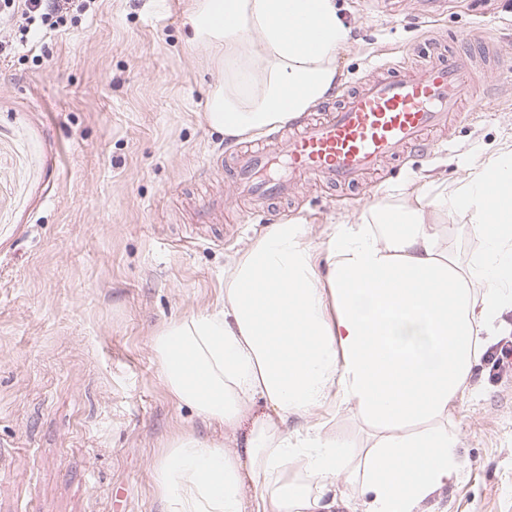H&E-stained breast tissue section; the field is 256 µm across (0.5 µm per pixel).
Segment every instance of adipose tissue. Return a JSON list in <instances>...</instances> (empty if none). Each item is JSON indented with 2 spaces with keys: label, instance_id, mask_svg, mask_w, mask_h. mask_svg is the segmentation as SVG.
Masks as SVG:
<instances>
[{
  "label": "adipose tissue",
  "instance_id": "ef3b65f1",
  "mask_svg": "<svg viewBox=\"0 0 512 512\" xmlns=\"http://www.w3.org/2000/svg\"><path fill=\"white\" fill-rule=\"evenodd\" d=\"M189 21L220 74L200 119L236 140L331 93L350 33L336 0H190ZM456 214L482 243L464 261ZM510 310L512 148L316 238L271 225L225 266L219 307L152 338L167 391L225 440L189 432L166 449L154 466L166 512H426L462 465L450 410ZM321 408L354 411L365 442L311 422Z\"/></svg>",
  "mask_w": 512,
  "mask_h": 512
}]
</instances>
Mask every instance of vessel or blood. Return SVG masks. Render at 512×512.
<instances>
[{
    "label": "vessel or blood",
    "mask_w": 512,
    "mask_h": 512,
    "mask_svg": "<svg viewBox=\"0 0 512 512\" xmlns=\"http://www.w3.org/2000/svg\"><path fill=\"white\" fill-rule=\"evenodd\" d=\"M512 61L496 51L479 57L453 54L436 62L408 56L400 65L379 63L359 85L325 107L315 118L289 122L269 144L234 150L226 159L231 198L199 207L215 218L229 199L247 201L253 219L274 222V201L292 196L299 185L316 181L346 189L363 185L367 175L405 153L430 155L440 147L435 135L461 107L483 111L488 99L473 93L476 80L499 88Z\"/></svg>",
    "instance_id": "obj_1"
}]
</instances>
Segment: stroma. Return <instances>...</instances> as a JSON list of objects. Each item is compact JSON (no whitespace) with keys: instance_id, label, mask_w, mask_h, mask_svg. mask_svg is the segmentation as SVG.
I'll return each mask as SVG.
<instances>
[{"instance_id":"obj_1","label":"stroma","mask_w":512,"mask_h":512,"mask_svg":"<svg viewBox=\"0 0 512 512\" xmlns=\"http://www.w3.org/2000/svg\"><path fill=\"white\" fill-rule=\"evenodd\" d=\"M351 26L341 89L428 34L476 33L512 58V0H337ZM188 0H95L74 25L0 56V512H166L165 447L212 431L164 387L151 349L213 308L224 267L265 225L230 209L229 144L199 119L218 73L189 41ZM512 144V92L452 120L445 146L377 175L375 198L455 182ZM362 191L310 187L288 222H352ZM451 411L462 469L434 512H512V374L473 369Z\"/></svg>"}]
</instances>
